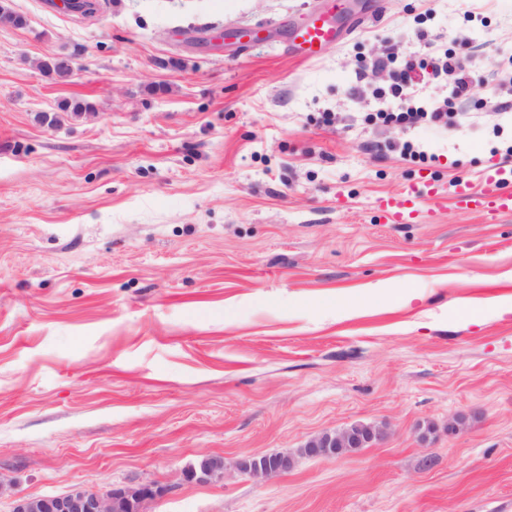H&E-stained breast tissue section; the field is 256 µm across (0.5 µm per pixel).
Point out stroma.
Instances as JSON below:
<instances>
[{"instance_id":"stroma-1","label":"stroma","mask_w":512,"mask_h":512,"mask_svg":"<svg viewBox=\"0 0 512 512\" xmlns=\"http://www.w3.org/2000/svg\"><path fill=\"white\" fill-rule=\"evenodd\" d=\"M7 5L25 23L0 25V475L170 484L142 512H512V313L492 304L512 216L452 201L512 144L493 133L512 0ZM329 9L351 35L300 59L295 31ZM431 42L476 76L460 116L366 126L388 105L371 59ZM64 56L70 76L42 70ZM403 139L427 161L388 150ZM421 180L442 210L383 223L377 199ZM359 422L387 438L232 471ZM205 454L229 475L183 482ZM295 461L296 458L291 453L248 455L238 459L233 468L236 472L255 480H267L292 470Z\"/></svg>"}]
</instances>
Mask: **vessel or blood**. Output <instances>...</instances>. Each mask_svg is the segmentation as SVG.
<instances>
[{
  "label": "vessel or blood",
  "instance_id": "obj_1",
  "mask_svg": "<svg viewBox=\"0 0 512 512\" xmlns=\"http://www.w3.org/2000/svg\"><path fill=\"white\" fill-rule=\"evenodd\" d=\"M336 39V30L325 15L317 14L295 36L297 53L305 60L317 59L324 48ZM512 177L506 170L494 167L482 172L479 184L470 180L457 181L453 203L462 211H478L489 219L512 215V190L507 183ZM440 194L433 183L408 185L395 195L378 199L377 206L387 223L410 224L422 213V205L438 200Z\"/></svg>",
  "mask_w": 512,
  "mask_h": 512
}]
</instances>
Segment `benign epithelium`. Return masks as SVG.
Wrapping results in <instances>:
<instances>
[{
    "mask_svg": "<svg viewBox=\"0 0 512 512\" xmlns=\"http://www.w3.org/2000/svg\"><path fill=\"white\" fill-rule=\"evenodd\" d=\"M387 434L384 424H356L351 427L325 431L312 436L299 450L310 458H338L349 448H363L383 441ZM296 458L291 453L248 455L234 464V470L255 480H267L294 468ZM227 476L224 458L206 455L184 471L187 483L208 482ZM171 487L159 482H132L106 493L73 487L59 495L35 496L11 492V512H137L142 504L167 495Z\"/></svg>",
    "mask_w": 512,
    "mask_h": 512,
    "instance_id": "benign-epithelium-1",
    "label": "benign epithelium"
}]
</instances>
